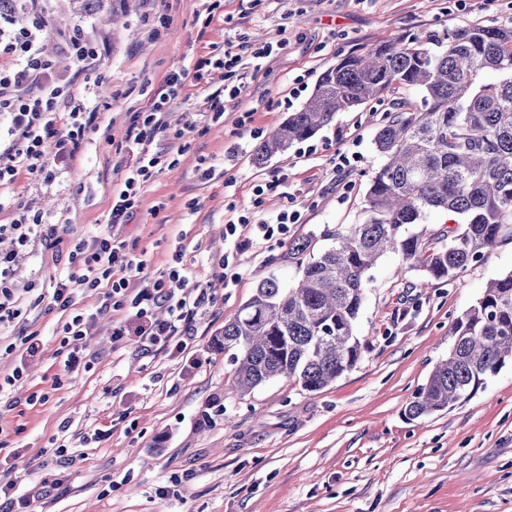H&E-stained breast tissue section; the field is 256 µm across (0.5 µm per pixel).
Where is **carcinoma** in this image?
<instances>
[{"instance_id": "obj_1", "label": "carcinoma", "mask_w": 512, "mask_h": 512, "mask_svg": "<svg viewBox=\"0 0 512 512\" xmlns=\"http://www.w3.org/2000/svg\"><path fill=\"white\" fill-rule=\"evenodd\" d=\"M421 94L416 109L393 103L374 143L382 157L366 191L363 224L329 229L332 244L288 248L300 278L258 283L217 345L233 352L242 396L288 378L317 394L351 371L362 345L356 322L367 272L387 253L429 281L451 283L503 240H512V25L464 24L440 38L418 33L350 54L325 70L304 105L258 143L259 164L315 136L339 112L398 89ZM455 216L448 242L414 232L432 211ZM448 359L418 389L404 415L415 420L472 398L512 359V272L492 282L453 324Z\"/></svg>"}]
</instances>
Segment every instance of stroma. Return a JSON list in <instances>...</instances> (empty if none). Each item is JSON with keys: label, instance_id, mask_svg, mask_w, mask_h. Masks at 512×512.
<instances>
[{"label": "stroma", "instance_id": "1", "mask_svg": "<svg viewBox=\"0 0 512 512\" xmlns=\"http://www.w3.org/2000/svg\"><path fill=\"white\" fill-rule=\"evenodd\" d=\"M80 17L72 0H47L44 52L71 92L95 114L80 152L45 172L20 171L7 186L0 224L25 213L54 229L58 244L17 249L14 293L23 313L0 327V481L34 491L32 512H512V361L470 400L414 421L403 411L446 359L452 325L487 283L512 271V240L500 242L451 285L426 281L389 253L370 269L356 323L357 366L310 395L278 378L246 396L231 390L230 354L215 336L257 284L295 282L291 244L326 247L324 228L363 223L370 175L381 162L374 136L388 100L341 112L309 141L259 165L256 138L301 107L322 72L344 55L465 23L512 22V0H108ZM81 28L96 46L77 62L62 39ZM286 33L278 57L243 58L247 90L225 101L220 72L187 79L169 107L184 147L175 166L146 183L121 229L148 276L174 256L212 297L183 352L145 354L135 337L112 339L116 312L99 315L81 340L90 371L64 374L60 342L68 313L51 306L52 286L74 267L80 240L110 231L112 197L135 154L123 144L132 116L167 75L194 70L228 45ZM251 113L250 128L238 120ZM351 164L337 168V153ZM299 216L287 235L262 240L255 222ZM247 247L241 278L225 285L215 265L239 217ZM39 354L20 364L25 338ZM46 402H38L39 394ZM69 446L70 459L55 446Z\"/></svg>", "mask_w": 512, "mask_h": 512}]
</instances>
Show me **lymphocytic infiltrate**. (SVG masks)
Returning a JSON list of instances; mask_svg holds the SVG:
<instances>
[{
    "label": "lymphocytic infiltrate",
    "mask_w": 512,
    "mask_h": 512,
    "mask_svg": "<svg viewBox=\"0 0 512 512\" xmlns=\"http://www.w3.org/2000/svg\"><path fill=\"white\" fill-rule=\"evenodd\" d=\"M23 2L32 18L30 26L0 28V55L12 61L9 68L0 69V112L10 117L11 137L8 146L0 149V187L12 184L21 170L45 171L51 151L75 155L87 128L83 104L71 96L69 81L52 74L44 54L47 19L42 0ZM287 45L284 39L244 41L238 49H226L213 67L229 79L235 75L243 53L265 60L280 55ZM188 76L185 69L170 73L145 111L135 114L126 147L137 150L138 157L112 199L113 225L125 224L133 217L141 188L160 165L162 154L152 145L169 139L165 114ZM69 260L81 267L82 273L57 282L52 299L60 311L71 312L63 333L74 341L89 336L95 327L94 316L72 311L80 291L96 296L99 311L123 313V321L112 328L113 340L136 336L141 350L147 353L158 346L183 350L184 336L198 311L210 301L203 284L191 282L181 267H170L156 279L145 277L143 261L116 233L78 243Z\"/></svg>",
    "instance_id": "f902f5d3"
}]
</instances>
